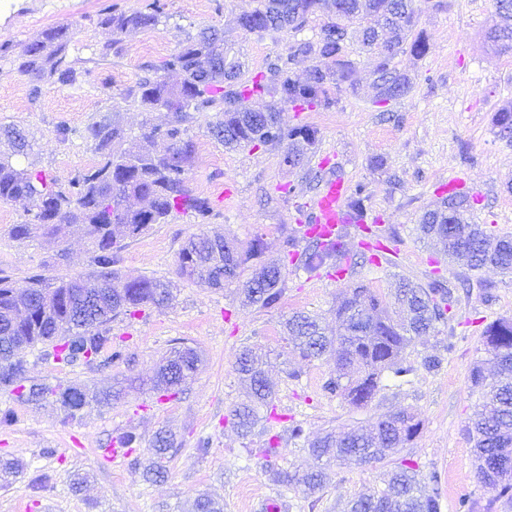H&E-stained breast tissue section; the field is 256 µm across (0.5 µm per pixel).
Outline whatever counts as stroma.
Listing matches in <instances>:
<instances>
[{
	"mask_svg": "<svg viewBox=\"0 0 512 512\" xmlns=\"http://www.w3.org/2000/svg\"><path fill=\"white\" fill-rule=\"evenodd\" d=\"M161 2L165 18L159 26L118 36L102 23L105 8L130 13L146 0H0V45L11 55H20L47 27L70 24L74 37L68 57L88 70L82 82L46 85L35 97L28 77L0 60V126L24 130L32 143L22 166L64 187L76 171L97 160L83 137L89 122L106 116L132 136L144 121L168 122L169 112H141L128 93L141 78L159 75L167 57L202 28L223 29L227 44L241 56V78L247 81L270 59L287 54L297 37H314L324 20L316 15L300 35H260L236 23L258 0ZM494 15L495 0H427L415 27L427 38L426 54L407 52L395 59L414 89L386 104L375 101L373 55L350 43L353 83L336 91L335 106L312 112L282 109L285 125L309 124L319 131L315 149L301 165L284 163V143L225 150L206 128L214 113L195 117L190 125L195 154L187 178L197 194L210 200L213 217L202 225L177 211L166 223L123 240L117 252L122 274L176 283L164 305L113 320L112 336L124 348L123 360L63 366L44 360L42 346L22 349L29 382L77 386L89 404L68 420L53 400L30 404L0 389V410L15 416L12 426L0 428V460L20 464L13 483L0 484V512H187L201 492L223 502L224 512H266L270 505L277 512H345L347 502L366 488L382 486L389 464L348 463L329 468L325 487L314 497L282 493L266 466L265 436L241 437L230 423L232 410L250 401L235 371L246 346L270 355L279 468L303 471L314 464L301 442L289 438L291 423L302 424L313 437L408 409L421 426L401 454L414 460L421 477L438 473L442 512H460L464 500L474 503L476 512H512V501L496 499L478 480L466 433L479 401L469 373L483 355L486 325L512 318V271L470 269L418 232L422 213L441 200L438 187L457 178L473 199V222L512 237V140L492 127L493 114L512 99V51L488 40ZM106 45L109 56L95 61ZM62 125L70 130L64 140L57 135ZM325 157L349 185L368 190L366 228L350 230L340 262L346 274L336 282L291 265L286 246L305 221L325 175L319 166ZM25 218L23 204L0 203V276L21 289L36 272L54 277L91 271L93 250L79 235L14 239L12 225ZM202 232L223 234L243 248L261 238L263 261L279 264L284 273L280 303L262 309L244 302L238 284L214 289L177 278L181 243ZM402 278L422 285L435 279L467 283L458 286L447 320L409 350L412 360L436 355L442 363L432 372L417 369L406 384L384 373L382 388L368 406H349L322 389L332 363L303 359L289 344L283 324L292 313L305 312L335 335L342 290L361 283L387 299ZM178 340L197 348L202 362L183 391L168 397L148 389L147 382ZM112 389L121 390L120 399L98 405V397ZM128 429L140 434V445L127 456L103 459L101 448ZM160 431L174 434L177 447L166 462L165 480L151 484L143 478L144 462ZM204 438L209 447L203 452L199 442ZM83 472L91 479L73 492V476Z\"/></svg>",
	"mask_w": 512,
	"mask_h": 512,
	"instance_id": "obj_1",
	"label": "stroma"
}]
</instances>
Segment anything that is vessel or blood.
I'll list each match as a JSON object with an SVG mask.
<instances>
[{"label":"vessel or blood","mask_w":512,"mask_h":512,"mask_svg":"<svg viewBox=\"0 0 512 512\" xmlns=\"http://www.w3.org/2000/svg\"><path fill=\"white\" fill-rule=\"evenodd\" d=\"M348 192L349 184L343 177L333 173L326 175L312 202L305 235L325 242L334 240L349 222Z\"/></svg>","instance_id":"obj_1"}]
</instances>
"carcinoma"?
I'll return each mask as SVG.
<instances>
[{
    "instance_id": "carcinoma-1",
    "label": "carcinoma",
    "mask_w": 512,
    "mask_h": 512,
    "mask_svg": "<svg viewBox=\"0 0 512 512\" xmlns=\"http://www.w3.org/2000/svg\"><path fill=\"white\" fill-rule=\"evenodd\" d=\"M420 0H261L259 7L237 18L247 33H299L316 13L326 20L314 40H298L285 55L277 56L267 69L251 81H239L243 66L231 58L224 46V31L207 27L187 40L162 64V70L179 75L176 84L160 76L146 77L133 91V101L145 112L158 106L171 109L172 119L164 129L143 123L138 135L130 137L110 119L88 124L84 136L93 142L97 162L77 172L70 189H54L40 172L19 165L14 157L27 154V135L15 127L2 130L14 153L0 156V203L24 199L28 221L13 225L17 239L35 230L55 238L78 233L94 247V269L77 276L47 278L34 274L22 292L0 277V385L16 390L27 401L54 399L67 418L86 405V397L76 386L25 385L23 361L15 358L20 346L39 343L51 346L45 359L67 366L89 364L104 357L103 364L122 358L121 348L112 345V320L130 315L144 306H159L169 295V284L152 277L124 278L116 264L117 235L132 238L153 224H162L176 210L192 214L199 224L212 216L208 198L196 194L187 184L186 170L194 155L189 124L197 114L216 113L208 132L227 150L288 142L286 163L303 161L319 140L318 130L309 125L281 126L278 112L289 106L297 112L329 109L336 99L331 89L351 82L352 62L347 45L356 37L362 48L377 58L374 83L381 101L407 95L412 79L399 72L394 59L407 51L423 55L427 49L423 34L411 37L418 19ZM502 23L494 25L488 38L503 49L512 48V0H496ZM163 5L152 0L144 9L130 14H104L103 24L115 33L154 29L161 23ZM72 39L68 24L44 29L30 42L22 56L11 59V69L29 77L31 92L41 85L73 86L85 70L70 60L67 49ZM317 61L300 81L286 75L297 57ZM267 98L264 110L252 108L249 101ZM493 126L500 136L512 138V101L493 115ZM366 186L357 185L348 200L354 225L366 218ZM471 202L467 195L453 193L440 207L424 212L419 230L442 244L450 258L465 256L470 266L491 265L512 270V238L494 237L480 225L471 223ZM345 234L323 246L314 240L298 255L307 271L334 263L346 254ZM260 240L239 250L220 236L197 234L181 245L177 255V275L210 288H221L239 275V269L259 258ZM281 267L263 266L245 283L249 303L272 308L281 300ZM452 289L435 281L428 287L404 280L396 300L406 311L400 322L389 315L386 301L360 284L341 292L336 317L342 333L327 336L318 321L302 313L288 319L289 340L306 360L326 358L333 363L323 389L357 408L368 405L380 389L382 375L391 371L407 375L414 371L405 363V352L413 341L428 334L446 319ZM488 358L475 362L469 376L471 387L479 392L482 404L468 422L473 442L476 474L481 483L500 496L512 497V319L490 324L483 336ZM200 357L190 346L174 348L159 368L164 390L177 394L182 384L197 370ZM236 372L248 383L254 403L236 407L232 424L243 436L258 426L268 431L270 417L260 409L273 407L274 386L263 369L262 357L244 349L236 359ZM420 421L409 410H402L373 424L353 427L338 435L327 432L305 438L315 465L299 474L272 470L274 481L309 497L323 489L324 465L352 460L366 465L391 459L413 441ZM175 447L172 435L163 431L151 443L146 475L160 479L166 473L167 454ZM432 487L421 486L416 466L403 458L387 474L384 487L373 489L351 501L349 512H441L440 477L429 476ZM194 512H224V505L205 493L196 496Z\"/></svg>"
}]
</instances>
